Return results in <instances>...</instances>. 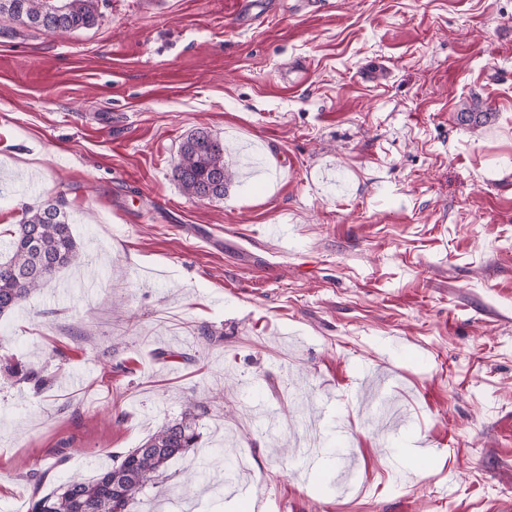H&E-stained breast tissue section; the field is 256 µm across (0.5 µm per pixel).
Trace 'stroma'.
<instances>
[{
	"label": "stroma",
	"mask_w": 512,
	"mask_h": 512,
	"mask_svg": "<svg viewBox=\"0 0 512 512\" xmlns=\"http://www.w3.org/2000/svg\"><path fill=\"white\" fill-rule=\"evenodd\" d=\"M99 0L0 24V238L58 203L86 263L0 319V512L197 406L134 512H497L512 501V0ZM487 124L459 123L466 105ZM203 128L252 157L171 177ZM401 342L392 349L389 338ZM370 377H363L362 367ZM344 458L299 479L298 448ZM430 448L393 464L394 447ZM65 449L67 460L55 465ZM230 449L234 490L218 455ZM208 463L211 481L186 485ZM99 16L97 0H0V21L49 35L89 29ZM225 156L223 139L198 129L182 141L171 177L188 197L223 200L227 185L236 174Z\"/></svg>",
	"instance_id": "stroma-1"
}]
</instances>
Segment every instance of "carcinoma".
<instances>
[{
    "label": "carcinoma",
    "mask_w": 512,
    "mask_h": 512,
    "mask_svg": "<svg viewBox=\"0 0 512 512\" xmlns=\"http://www.w3.org/2000/svg\"><path fill=\"white\" fill-rule=\"evenodd\" d=\"M98 0H0V21L34 28L49 35L89 29L98 23ZM487 113L473 105L457 113L462 124L477 125ZM235 171L226 161L224 140L198 129L179 147L171 177L182 192L199 200H222ZM8 250L0 253V317L11 313L55 272L83 259L67 214L46 202L25 211L9 230ZM195 404L181 417L163 424L140 447L123 455L116 466L91 477L74 475L47 493L44 475L34 479L28 512H128L145 489L156 485L169 462L197 448Z\"/></svg>",
    "instance_id": "obj_1"
}]
</instances>
